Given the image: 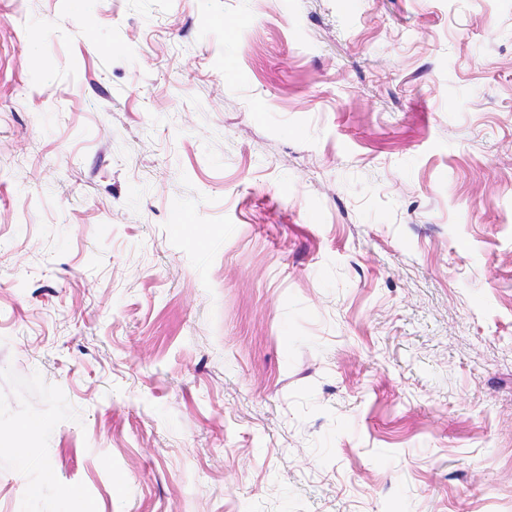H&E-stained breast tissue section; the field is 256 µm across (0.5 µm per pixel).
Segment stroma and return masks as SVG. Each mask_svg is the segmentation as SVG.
Returning <instances> with one entry per match:
<instances>
[{"label":"stroma","instance_id":"35a3bbf8","mask_svg":"<svg viewBox=\"0 0 512 512\" xmlns=\"http://www.w3.org/2000/svg\"><path fill=\"white\" fill-rule=\"evenodd\" d=\"M84 501L512 512V0H0V512Z\"/></svg>","mask_w":512,"mask_h":512}]
</instances>
